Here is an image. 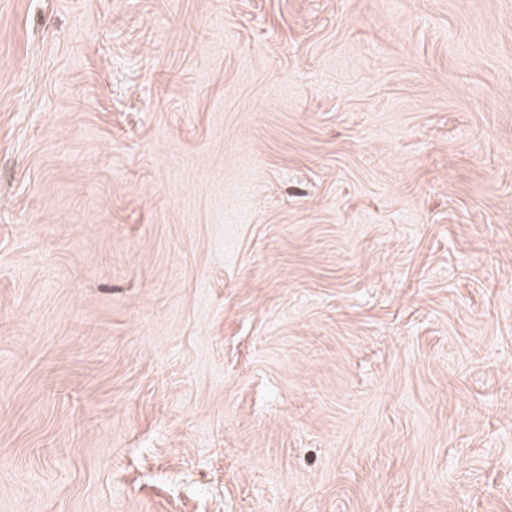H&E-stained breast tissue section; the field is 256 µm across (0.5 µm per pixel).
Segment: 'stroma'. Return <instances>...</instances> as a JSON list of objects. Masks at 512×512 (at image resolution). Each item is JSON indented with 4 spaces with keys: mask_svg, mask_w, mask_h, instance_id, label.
I'll use <instances>...</instances> for the list:
<instances>
[{
    "mask_svg": "<svg viewBox=\"0 0 512 512\" xmlns=\"http://www.w3.org/2000/svg\"><path fill=\"white\" fill-rule=\"evenodd\" d=\"M0 512H512V0H0Z\"/></svg>",
    "mask_w": 512,
    "mask_h": 512,
    "instance_id": "35a3bbf8",
    "label": "stroma"
}]
</instances>
